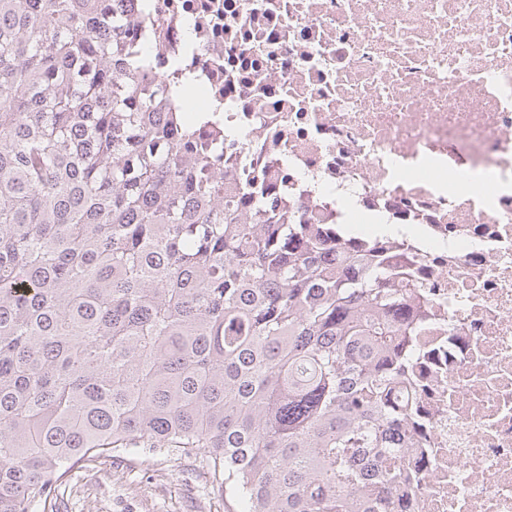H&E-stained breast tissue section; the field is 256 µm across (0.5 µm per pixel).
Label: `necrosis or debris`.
<instances>
[{"label":"necrosis or debris","instance_id":"1","mask_svg":"<svg viewBox=\"0 0 512 512\" xmlns=\"http://www.w3.org/2000/svg\"><path fill=\"white\" fill-rule=\"evenodd\" d=\"M170 112L308 224L362 215L426 287L411 512H512V0H128Z\"/></svg>","mask_w":512,"mask_h":512}]
</instances>
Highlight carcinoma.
I'll list each match as a JSON object with an SVG mask.
<instances>
[{"label":"carcinoma","mask_w":512,"mask_h":512,"mask_svg":"<svg viewBox=\"0 0 512 512\" xmlns=\"http://www.w3.org/2000/svg\"><path fill=\"white\" fill-rule=\"evenodd\" d=\"M123 0H0V512L203 452L226 512H396L426 302L379 242L219 193Z\"/></svg>","instance_id":"cac0c4a2"}]
</instances>
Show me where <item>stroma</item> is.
<instances>
[{"mask_svg":"<svg viewBox=\"0 0 512 512\" xmlns=\"http://www.w3.org/2000/svg\"><path fill=\"white\" fill-rule=\"evenodd\" d=\"M45 512H224V490L202 454L146 448L79 462Z\"/></svg>","mask_w":512,"mask_h":512,"instance_id":"stroma-1","label":"stroma"}]
</instances>
